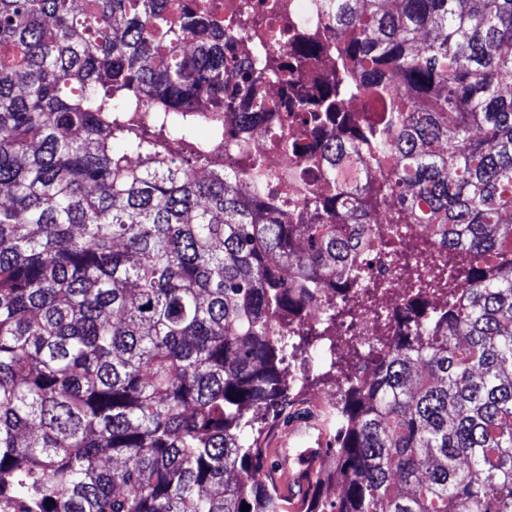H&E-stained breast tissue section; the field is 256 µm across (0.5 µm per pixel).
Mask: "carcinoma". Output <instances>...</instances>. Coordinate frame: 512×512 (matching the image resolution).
<instances>
[{
	"mask_svg": "<svg viewBox=\"0 0 512 512\" xmlns=\"http://www.w3.org/2000/svg\"><path fill=\"white\" fill-rule=\"evenodd\" d=\"M325 10L336 45L295 36L253 67L224 56L240 25L195 3L0 0V512H287L250 432L291 406L288 358L353 342L302 318L372 241L400 255L367 218L389 205L448 247L461 293L437 306L406 280L401 335L336 400L315 484L340 492L303 506L512 512V0ZM265 73L297 127L271 144L302 166L254 158L245 194L163 151L279 111ZM315 170L297 224L269 194Z\"/></svg>",
	"mask_w": 512,
	"mask_h": 512,
	"instance_id": "cac0c4a2",
	"label": "carcinoma"
}]
</instances>
